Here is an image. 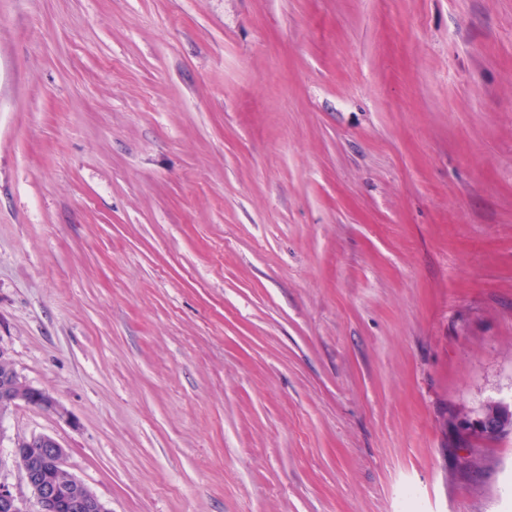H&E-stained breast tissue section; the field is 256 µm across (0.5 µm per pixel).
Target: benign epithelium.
Wrapping results in <instances>:
<instances>
[{
  "instance_id": "benign-epithelium-1",
  "label": "benign epithelium",
  "mask_w": 512,
  "mask_h": 512,
  "mask_svg": "<svg viewBox=\"0 0 512 512\" xmlns=\"http://www.w3.org/2000/svg\"><path fill=\"white\" fill-rule=\"evenodd\" d=\"M60 411L47 391L20 380L0 345V410L19 405ZM67 448L47 435H32L14 442L12 462L33 494L35 512H111L93 491L66 470ZM0 512H28L22 500L0 483Z\"/></svg>"
}]
</instances>
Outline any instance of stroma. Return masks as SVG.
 I'll list each match as a JSON object with an SVG mask.
<instances>
[{
  "label": "stroma",
  "instance_id": "stroma-1",
  "mask_svg": "<svg viewBox=\"0 0 512 512\" xmlns=\"http://www.w3.org/2000/svg\"><path fill=\"white\" fill-rule=\"evenodd\" d=\"M0 344L26 500L512 512V0H0ZM22 404L54 412L61 409L49 392L20 380L10 364L7 351L0 344V410H9ZM12 462L22 473L35 512H111L93 491L66 470L67 448L47 435L17 439Z\"/></svg>",
  "mask_w": 512,
  "mask_h": 512
}]
</instances>
